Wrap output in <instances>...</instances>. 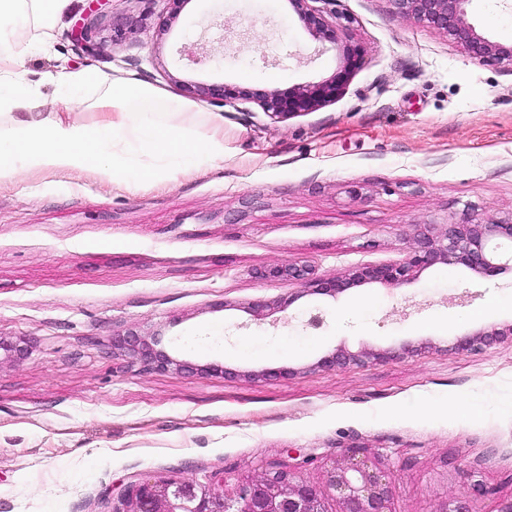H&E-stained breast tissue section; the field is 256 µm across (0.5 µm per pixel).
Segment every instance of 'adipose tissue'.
I'll use <instances>...</instances> for the list:
<instances>
[{"label": "adipose tissue", "mask_w": 512, "mask_h": 512, "mask_svg": "<svg viewBox=\"0 0 512 512\" xmlns=\"http://www.w3.org/2000/svg\"><path fill=\"white\" fill-rule=\"evenodd\" d=\"M71 0H0V183L19 172L94 177L127 189L164 187L224 158V119L195 102L97 70L60 68L40 81L18 70L19 15L30 46L47 51ZM66 100L46 111L45 86Z\"/></svg>", "instance_id": "obj_1"}]
</instances>
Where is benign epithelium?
Here are the masks:
<instances>
[{
  "mask_svg": "<svg viewBox=\"0 0 512 512\" xmlns=\"http://www.w3.org/2000/svg\"><path fill=\"white\" fill-rule=\"evenodd\" d=\"M312 0H289L293 11L314 39L342 44L343 62L330 78L315 85L294 88L288 92L250 88H228L224 85L185 84L190 94L225 106L234 100L253 102L264 113L289 118L311 111L336 99L354 69L364 57V49L352 43L322 11L310 5ZM393 13L412 18L448 35L479 62H494L512 69V44L504 45L479 33L468 18L471 0H389ZM509 249L512 263V219L485 222L469 217L442 229L424 226L414 241L409 255L395 263L359 267L343 278L324 281L314 276L311 266L281 262L256 272L265 280L297 281L313 291L340 293L366 283L401 287L415 274L436 264L462 265L482 277H493L504 268L502 248ZM502 336H512V324L506 329L477 332L461 340L465 350L487 347ZM126 356L157 370L176 363L166 352L158 351L141 335L130 332L116 341ZM379 355L334 354L319 361L323 368H336ZM307 460L297 451L287 452L284 460L269 463L257 477L236 479L226 488L223 477L206 482L189 479L156 477L131 485L113 505V512H325L321 492L299 475ZM327 482L337 493L342 512H389V476L377 468L360 449L350 447L336 454L327 471ZM486 488L480 481L473 484L472 494L448 503L446 512H479L478 500Z\"/></svg>",
  "mask_w": 512,
  "mask_h": 512,
  "instance_id": "7a95c632",
  "label": "benign epithelium"
}]
</instances>
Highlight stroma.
Here are the masks:
<instances>
[{"label":"stroma","mask_w":512,"mask_h":512,"mask_svg":"<svg viewBox=\"0 0 512 512\" xmlns=\"http://www.w3.org/2000/svg\"><path fill=\"white\" fill-rule=\"evenodd\" d=\"M318 7L365 51L336 101L286 120L205 103L224 159L163 189L62 173L0 189V339L25 351H0V512H112L145 476L231 482L293 448L341 512L327 470L349 446L389 473L390 512H445L475 475L480 512L512 503V338L458 346L512 324L490 309L512 299V267L437 264L336 295L256 276L288 260L332 280L403 260L421 225L512 218V71L389 0ZM167 11L73 0L54 49L22 48L19 70L120 69L179 96L186 82L302 87L341 64L288 0H188L168 29ZM90 20L89 51L73 35ZM469 20L512 44V0H472ZM193 46L205 65L183 56ZM130 331L175 366L118 355ZM335 353L372 359L319 367ZM502 336H512V324L507 329H493L472 334L461 340L458 346L465 350L482 349L483 347L490 346Z\"/></svg>","instance_id":"35a3bbf8"}]
</instances>
